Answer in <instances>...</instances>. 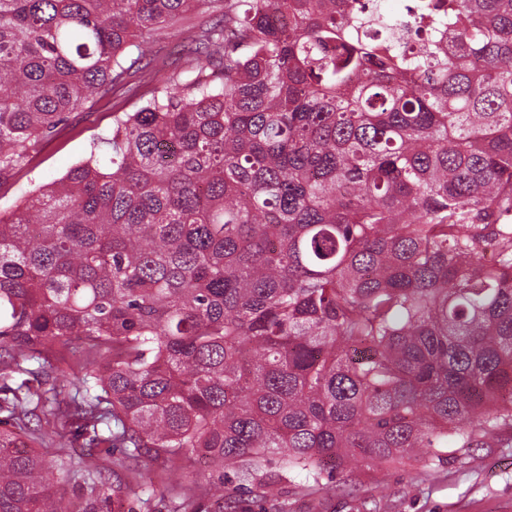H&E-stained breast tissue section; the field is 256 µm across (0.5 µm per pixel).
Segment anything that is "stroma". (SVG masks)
I'll return each instance as SVG.
<instances>
[{"instance_id": "35a3bbf8", "label": "stroma", "mask_w": 512, "mask_h": 512, "mask_svg": "<svg viewBox=\"0 0 512 512\" xmlns=\"http://www.w3.org/2000/svg\"><path fill=\"white\" fill-rule=\"evenodd\" d=\"M149 90L145 84L138 95L104 99L71 114L21 171L0 184V210L87 158L92 141L111 133L113 106L134 111ZM323 482L331 492L316 503L292 481L280 498L254 500L239 491L226 504L230 512L243 506L248 512H512V429L469 452L449 448L443 461L378 467L361 460Z\"/></svg>"}]
</instances>
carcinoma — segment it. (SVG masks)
Segmentation results:
<instances>
[{
	"label": "carcinoma",
	"mask_w": 512,
	"mask_h": 512,
	"mask_svg": "<svg viewBox=\"0 0 512 512\" xmlns=\"http://www.w3.org/2000/svg\"><path fill=\"white\" fill-rule=\"evenodd\" d=\"M217 5L178 62L142 63ZM405 11L0 0V180L155 85L0 212V512H100L108 469L147 503L131 462L161 457L218 490L169 512H224L229 471L272 499L512 427V0ZM154 84H143L135 96L104 99L74 112L44 143L31 161L0 187V210H8L40 184L63 176L72 166L89 156L92 141L112 131V105L133 112L140 97Z\"/></svg>",
	"instance_id": "cac0c4a2"
}]
</instances>
